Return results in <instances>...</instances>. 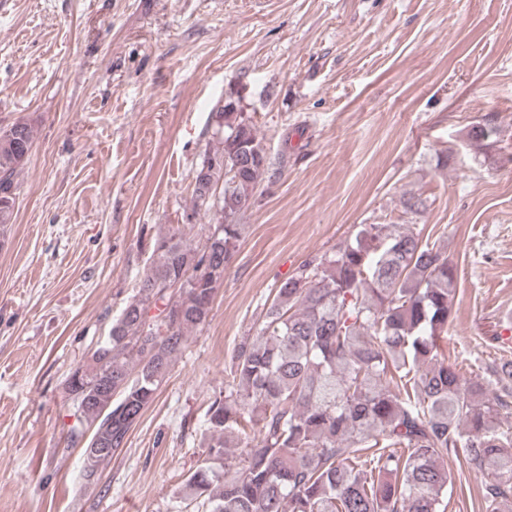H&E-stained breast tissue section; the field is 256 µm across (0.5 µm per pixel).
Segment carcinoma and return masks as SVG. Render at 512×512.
I'll list each match as a JSON object with an SVG mask.
<instances>
[{
	"instance_id": "obj_1",
	"label": "carcinoma",
	"mask_w": 512,
	"mask_h": 512,
	"mask_svg": "<svg viewBox=\"0 0 512 512\" xmlns=\"http://www.w3.org/2000/svg\"><path fill=\"white\" fill-rule=\"evenodd\" d=\"M217 113V146L193 177L203 245L178 228L153 238L137 294L67 380L76 424L108 452L126 444L182 353L205 325L232 262L267 157L252 122ZM34 128L0 129V234L11 223ZM221 184L222 205L206 198ZM457 267L410 224H360L335 255L307 258L274 289L259 329L232 356L224 398L208 411L205 456L177 492L206 512H439L448 454L483 474L484 512H512V360L463 380L440 345ZM118 394L120 399L111 400ZM240 448L228 463L227 449Z\"/></svg>"
}]
</instances>
